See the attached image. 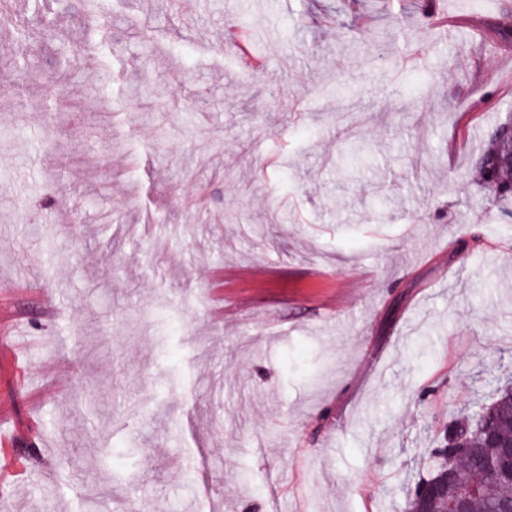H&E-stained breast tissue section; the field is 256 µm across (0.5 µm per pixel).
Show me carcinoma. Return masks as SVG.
<instances>
[{"instance_id":"obj_1","label":"carcinoma","mask_w":512,"mask_h":512,"mask_svg":"<svg viewBox=\"0 0 512 512\" xmlns=\"http://www.w3.org/2000/svg\"><path fill=\"white\" fill-rule=\"evenodd\" d=\"M501 124L486 133L474 155L472 168L488 192L490 205L512 215V142L499 135ZM441 448L431 450L428 476L418 484L448 481L452 491L470 483L478 493L469 501L470 512H512V483L499 469L503 449L488 446L487 435L512 442V391L498 388L491 401L477 406L474 414L453 417L442 430Z\"/></svg>"}]
</instances>
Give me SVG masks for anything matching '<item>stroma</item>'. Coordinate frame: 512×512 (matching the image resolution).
Wrapping results in <instances>:
<instances>
[{
	"label": "stroma",
	"instance_id": "35a3bbf8",
	"mask_svg": "<svg viewBox=\"0 0 512 512\" xmlns=\"http://www.w3.org/2000/svg\"><path fill=\"white\" fill-rule=\"evenodd\" d=\"M422 2L46 0L0 58V316L38 341L0 348V512H403L512 375V219L471 180L512 0Z\"/></svg>",
	"mask_w": 512,
	"mask_h": 512
}]
</instances>
